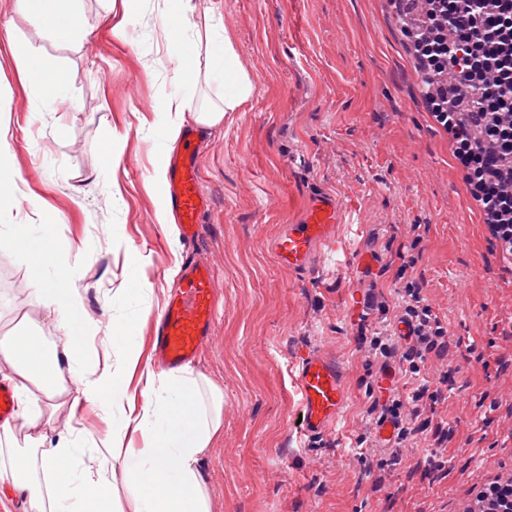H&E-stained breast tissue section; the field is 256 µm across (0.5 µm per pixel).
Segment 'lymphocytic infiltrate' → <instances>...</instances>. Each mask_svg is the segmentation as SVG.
Returning a JSON list of instances; mask_svg holds the SVG:
<instances>
[{
	"instance_id": "obj_1",
	"label": "lymphocytic infiltrate",
	"mask_w": 512,
	"mask_h": 512,
	"mask_svg": "<svg viewBox=\"0 0 512 512\" xmlns=\"http://www.w3.org/2000/svg\"><path fill=\"white\" fill-rule=\"evenodd\" d=\"M424 25L431 32L418 45L420 63L430 74L454 70L477 93L475 106L449 108L448 90L437 86L429 97L435 120L455 140L456 158L468 174L494 236L512 251V187L501 173L503 157H512V0H429ZM480 127L493 149L475 145ZM409 332L403 338L374 336L371 350L397 360L401 374L417 378L428 354L445 357L448 329L418 284L407 283L401 296Z\"/></svg>"
}]
</instances>
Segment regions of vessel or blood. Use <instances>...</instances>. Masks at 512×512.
I'll use <instances>...</instances> for the list:
<instances>
[{"label": "vessel or blood", "instance_id": "vessel-or-blood-1", "mask_svg": "<svg viewBox=\"0 0 512 512\" xmlns=\"http://www.w3.org/2000/svg\"><path fill=\"white\" fill-rule=\"evenodd\" d=\"M198 130L187 125L183 145L167 166L166 198L175 212L184 239L192 241L210 211L197 166L195 143ZM341 207L335 197L318 194L306 218L288 224L273 238L272 252L278 263L297 274L313 271L314 257L321 248L334 247ZM218 288L210 265L192 261L181 274L166 305L155 321L152 344L161 365L177 369L196 361L213 336ZM299 395L302 421L300 435L323 436L339 419L347 399L344 369L335 358L318 352L305 354L292 375Z\"/></svg>", "mask_w": 512, "mask_h": 512}]
</instances>
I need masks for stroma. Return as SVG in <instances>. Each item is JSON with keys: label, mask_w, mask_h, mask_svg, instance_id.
<instances>
[{"label": "stroma", "mask_w": 512, "mask_h": 512, "mask_svg": "<svg viewBox=\"0 0 512 512\" xmlns=\"http://www.w3.org/2000/svg\"><path fill=\"white\" fill-rule=\"evenodd\" d=\"M74 6L81 26L64 33L0 0V165L13 184L0 192V224L62 223L59 260L100 325L86 339L90 363L112 352L105 304L131 272L145 289L147 339L182 263H212L222 289L214 338L192 366L224 391V430L199 463L210 512H464L512 474V255L431 115L398 0H191V20L226 25L254 86L245 111L197 141L211 209L196 245L161 222L166 152L153 107L177 83L195 91L184 123L219 101L222 46L200 44L193 68L178 71L179 0ZM18 52L69 77L67 103L32 107ZM318 192L342 205L336 236L347 258L318 253V271L304 278L276 263L270 242ZM20 197L39 205L18 206ZM410 280L447 324L452 349L422 367L419 382L445 399L422 413L393 464L389 448L359 447L375 432L367 389L380 365L358 345L390 321L365 311L368 289L392 304ZM47 286L0 242V336L41 330L62 344ZM310 351L343 362L348 393L341 421L312 440L296 430L291 379ZM110 425L102 406L83 401L59 410L47 435L84 448L79 474L94 483ZM440 425L448 444L435 450Z\"/></svg>", "instance_id": "1"}]
</instances>
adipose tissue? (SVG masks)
Listing matches in <instances>:
<instances>
[{
    "mask_svg": "<svg viewBox=\"0 0 512 512\" xmlns=\"http://www.w3.org/2000/svg\"><path fill=\"white\" fill-rule=\"evenodd\" d=\"M224 45L222 106L199 109L195 121L202 127L221 125L231 112L243 111L253 82L239 64L233 39L225 27L204 22L182 23L177 40L178 67L193 60L197 42ZM9 237L23 259L34 261L49 279V305L57 326L64 331L62 346L48 345L43 336L25 333L0 336V365L7 379L28 401L13 424L0 426V481L13 482L24 497V512H210L209 497L199 473L200 457L223 428L224 393L215 386L202 388L192 370L167 375L140 362L139 318L135 294L113 298L112 326L122 332L120 351L112 362L84 369L80 353L91 330L82 318L84 302L77 288L57 265L61 231L56 224H5L0 238ZM139 371L141 409H134L127 375ZM43 395L47 406L35 403ZM107 400L112 432L97 449L104 466L121 460L126 499L112 495L104 479L90 485L79 476L84 450L72 441L46 443L54 410L84 400ZM140 435L142 447H125L128 435ZM36 452L34 473L17 476V443Z\"/></svg>",
    "mask_w": 512,
    "mask_h": 512,
    "instance_id": "1",
    "label": "adipose tissue"
}]
</instances>
